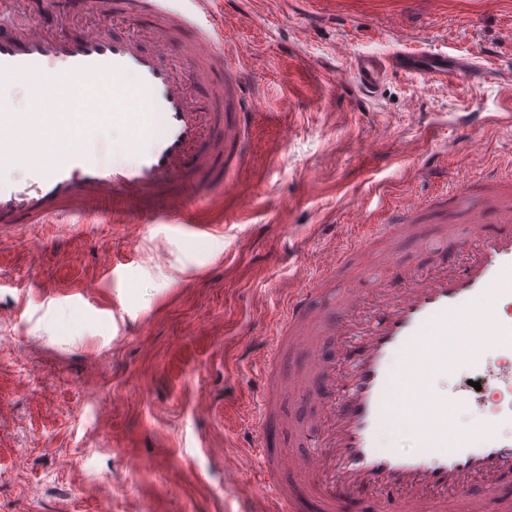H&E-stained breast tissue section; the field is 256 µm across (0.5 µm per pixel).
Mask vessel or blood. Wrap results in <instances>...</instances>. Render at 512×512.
<instances>
[{
    "label": "vessel or blood",
    "instance_id": "b4317fda",
    "mask_svg": "<svg viewBox=\"0 0 512 512\" xmlns=\"http://www.w3.org/2000/svg\"><path fill=\"white\" fill-rule=\"evenodd\" d=\"M42 0L39 15L12 17L0 0V85H35L46 98L85 102L80 112L0 113V227L14 224H116L146 215L204 232L191 209L203 195L222 207L236 192L252 126L235 56L219 51L224 30L213 0ZM139 22L133 33L77 24L88 10ZM184 36L180 64L167 60ZM353 59V58H352ZM430 80L455 68L447 55L397 51L353 59L346 88L374 96L394 73ZM145 109L135 112V94ZM111 142L103 161L96 144ZM33 179H15L17 168ZM466 223L430 224L437 203H410L370 239L331 253L320 276L288 291L278 332L269 337L265 373L284 351L310 353L330 339L335 355L289 377L288 388L315 398L306 429L312 452L277 445L293 423L276 411L266 384L249 419L261 442L264 475H289L269 490L267 512H512V405L496 426L472 430L459 413L463 393L439 394L432 380L512 355V185L485 178L451 194ZM409 238L431 252L420 267L398 268L384 245ZM368 275V290H336L342 267ZM414 438L404 453L395 435Z\"/></svg>",
    "mask_w": 512,
    "mask_h": 512
}]
</instances>
